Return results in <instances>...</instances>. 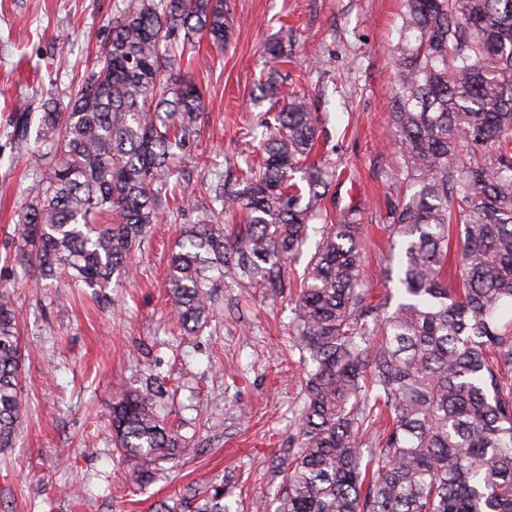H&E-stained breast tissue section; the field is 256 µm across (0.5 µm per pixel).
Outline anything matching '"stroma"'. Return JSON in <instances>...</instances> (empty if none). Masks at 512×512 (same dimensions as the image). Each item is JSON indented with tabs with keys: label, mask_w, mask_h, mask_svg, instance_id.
I'll use <instances>...</instances> for the list:
<instances>
[{
	"label": "stroma",
	"mask_w": 512,
	"mask_h": 512,
	"mask_svg": "<svg viewBox=\"0 0 512 512\" xmlns=\"http://www.w3.org/2000/svg\"><path fill=\"white\" fill-rule=\"evenodd\" d=\"M118 0H0V290L15 312L24 349L22 389L29 419L15 448L0 453V512H154L187 487L226 478L233 512L257 501L276 508L303 404L301 352L288 334L287 300L258 288H226L212 326L199 336L175 334L166 287L167 259L194 209L161 215L133 256L134 279L111 285V307L69 289L55 302L34 268L6 263L21 241L17 212L27 184L8 125L19 106L45 92L68 101L101 51ZM234 36L217 51L201 43L173 81L203 89L200 131L180 157L187 179H208L199 159L255 156L249 128L276 112L289 95L309 93L324 124L320 146L344 176L330 189L340 213L360 202L370 270L386 266L382 228L399 189L387 174L394 161L390 48L398 41L403 0H227ZM291 40L292 57L278 63V99L262 97L265 43ZM157 384H149V376ZM153 387L169 423L196 454L165 463L138 487L107 435L112 398L123 388Z\"/></svg>",
	"instance_id": "stroma-1"
}]
</instances>
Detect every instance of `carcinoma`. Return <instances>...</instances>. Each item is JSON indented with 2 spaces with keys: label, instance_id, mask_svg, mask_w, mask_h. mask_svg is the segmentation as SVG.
<instances>
[{
  "label": "carcinoma",
  "instance_id": "obj_1",
  "mask_svg": "<svg viewBox=\"0 0 512 512\" xmlns=\"http://www.w3.org/2000/svg\"><path fill=\"white\" fill-rule=\"evenodd\" d=\"M226 0H122L99 63L66 106L40 100L31 181L14 255L40 276L89 288L104 306L113 278L161 210L192 199L179 152L196 134L203 96L170 73L201 34L222 52ZM389 121L400 144L388 178L404 191L386 213L397 281L375 298L362 209L336 221L321 201L335 177L306 163L322 119L295 96L253 128L259 160L184 226L168 260L176 327L209 326L222 288H263L294 305L290 335L307 353L296 446L277 512H512V0H405ZM30 108L10 140L29 145ZM301 174L298 185L294 174ZM240 213L236 224L224 215ZM314 219L321 239L299 279L287 262ZM14 311L0 294V450L28 414ZM113 447L136 482L196 452L149 394L113 400ZM216 478L155 512H228Z\"/></svg>",
  "mask_w": 512,
  "mask_h": 512
}]
</instances>
